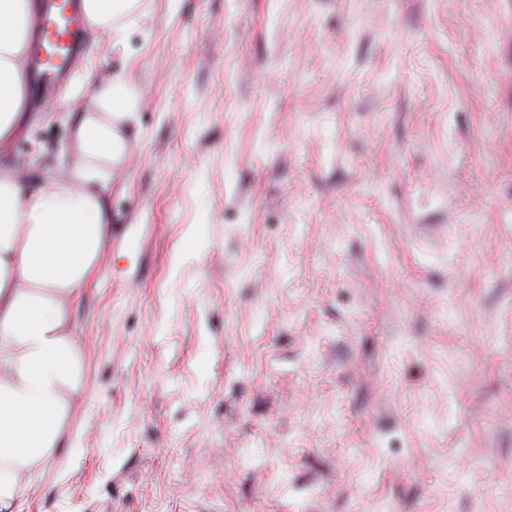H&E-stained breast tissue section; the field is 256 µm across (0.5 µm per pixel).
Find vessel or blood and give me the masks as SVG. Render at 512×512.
I'll return each instance as SVG.
<instances>
[{"label":"vessel or blood","instance_id":"1","mask_svg":"<svg viewBox=\"0 0 512 512\" xmlns=\"http://www.w3.org/2000/svg\"><path fill=\"white\" fill-rule=\"evenodd\" d=\"M84 28L80 5L73 0H47L41 21L42 40L32 51L45 86H52L73 67Z\"/></svg>","mask_w":512,"mask_h":512}]
</instances>
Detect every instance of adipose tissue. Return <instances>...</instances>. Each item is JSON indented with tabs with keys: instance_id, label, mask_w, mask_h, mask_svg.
Instances as JSON below:
<instances>
[{
	"instance_id": "1",
	"label": "adipose tissue",
	"mask_w": 512,
	"mask_h": 512,
	"mask_svg": "<svg viewBox=\"0 0 512 512\" xmlns=\"http://www.w3.org/2000/svg\"><path fill=\"white\" fill-rule=\"evenodd\" d=\"M91 29L121 45L142 0H83ZM38 0H0V144L22 130ZM138 101L128 76L95 85L70 112V159L30 189L0 163V512H20L40 464L62 447L81 400L72 300L100 273L109 193L132 157Z\"/></svg>"
}]
</instances>
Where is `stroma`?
I'll use <instances>...</instances> for the list:
<instances>
[{
	"instance_id": "1",
	"label": "stroma",
	"mask_w": 512,
	"mask_h": 512,
	"mask_svg": "<svg viewBox=\"0 0 512 512\" xmlns=\"http://www.w3.org/2000/svg\"><path fill=\"white\" fill-rule=\"evenodd\" d=\"M145 3L0 145L138 90L22 512H512V0Z\"/></svg>"
}]
</instances>
